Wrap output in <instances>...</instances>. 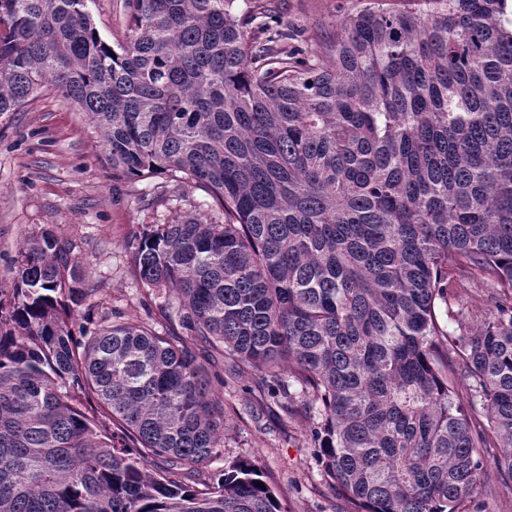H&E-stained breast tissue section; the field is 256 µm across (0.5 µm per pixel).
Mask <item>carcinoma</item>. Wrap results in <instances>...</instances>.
Returning <instances> with one entry per match:
<instances>
[{
	"label": "carcinoma",
	"instance_id": "cac0c4a2",
	"mask_svg": "<svg viewBox=\"0 0 512 512\" xmlns=\"http://www.w3.org/2000/svg\"><path fill=\"white\" fill-rule=\"evenodd\" d=\"M253 2L124 0L115 49L86 0H0V113L53 88L113 185L162 175L158 196L190 184L219 213L129 239L164 334L89 304L67 242L22 239L0 297V512H285L250 460L199 470L223 453L224 378L192 341L300 386L357 512H461L495 448L512 483L507 0H367L306 36ZM459 278L495 310L456 336Z\"/></svg>",
	"mask_w": 512,
	"mask_h": 512
}]
</instances>
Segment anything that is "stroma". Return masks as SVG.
<instances>
[{"mask_svg":"<svg viewBox=\"0 0 512 512\" xmlns=\"http://www.w3.org/2000/svg\"><path fill=\"white\" fill-rule=\"evenodd\" d=\"M362 0H269L283 25L312 29L336 21ZM101 38L124 42L129 19L123 0H87ZM152 185L132 180L113 185L99 138L83 112L52 89L43 90L17 112L0 113V291L10 292L15 260L24 236L52 230L68 242L88 273L105 310L122 320L150 324L160 319L153 297L137 281L127 241L145 224L173 216L174 202L156 197ZM463 329L471 330L494 308L492 291L475 279L452 293ZM210 373L224 377L218 396L224 405V452L204 464L220 473L233 461H254L287 512H352L323 476L303 406L285 409L272 396V379L235 374L227 359L213 354Z\"/></svg>","mask_w":512,"mask_h":512,"instance_id":"35a3bbf8","label":"stroma"}]
</instances>
